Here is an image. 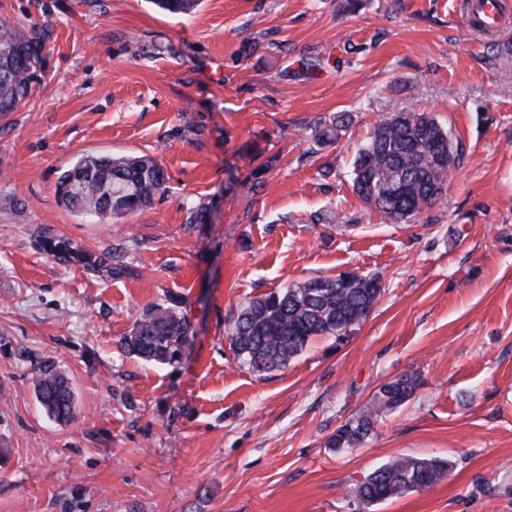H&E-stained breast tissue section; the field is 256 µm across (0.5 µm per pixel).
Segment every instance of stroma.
<instances>
[{"instance_id":"obj_1","label":"stroma","mask_w":512,"mask_h":512,"mask_svg":"<svg viewBox=\"0 0 512 512\" xmlns=\"http://www.w3.org/2000/svg\"><path fill=\"white\" fill-rule=\"evenodd\" d=\"M467 2L0 0L46 56L0 115V512H512V25L471 29ZM407 110L450 132L460 164L391 224L352 166ZM343 113L338 142L319 141ZM88 154L151 155L168 190L116 222L70 210L56 182ZM58 238L105 266L56 259ZM349 270L385 291L348 336L267 375L237 363L226 327L245 301ZM173 297L195 334L181 364L123 352ZM47 365L75 392L71 422L37 401ZM408 373L409 402L327 448ZM398 456L451 467L360 503ZM419 384L413 374H405L383 384L366 410L347 419L328 437L327 448H356L363 444L373 433L380 415L407 403Z\"/></svg>"}]
</instances>
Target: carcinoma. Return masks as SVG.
Segmentation results:
<instances>
[{
	"label": "carcinoma",
	"instance_id": "1",
	"mask_svg": "<svg viewBox=\"0 0 512 512\" xmlns=\"http://www.w3.org/2000/svg\"><path fill=\"white\" fill-rule=\"evenodd\" d=\"M161 9L188 14L198 0H154ZM45 68L43 43L8 24H0V115L16 111L28 98ZM341 117L318 132L331 142L345 130ZM455 168L449 134L426 112H400L376 123L353 161V191L383 219L406 223L431 206L446 188ZM108 184L116 191L126 185L135 189L112 199L107 209L95 192L82 198L73 185ZM168 190L167 175L150 156L85 155L58 178L60 201L99 220L122 218L151 205ZM58 259L80 253L72 242L46 241ZM383 287L376 277L352 272L293 282L248 300L228 322L227 335L237 360L251 371L267 374L282 371L318 336L338 340L364 322L378 303ZM193 337L186 314L175 304L157 305L136 320L122 346L147 362L173 366L181 362ZM419 386L413 374L383 384L370 405L347 419L328 437V448H356L373 433L381 414L407 403ZM46 414L60 423L74 418V393L67 379L47 367L36 386ZM450 467L437 458L397 457L381 465L358 487L365 504L380 503L408 492L432 487Z\"/></svg>",
	"mask_w": 512,
	"mask_h": 512
}]
</instances>
